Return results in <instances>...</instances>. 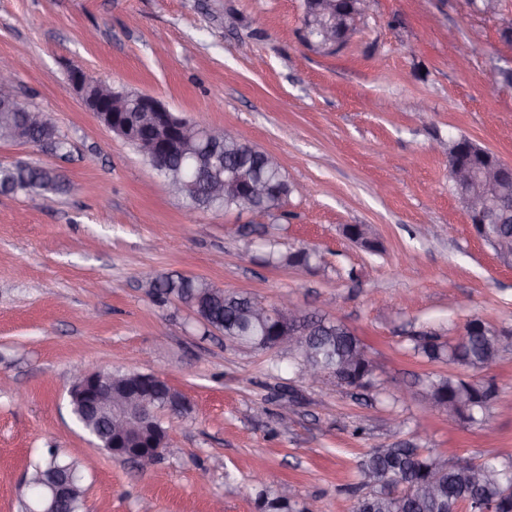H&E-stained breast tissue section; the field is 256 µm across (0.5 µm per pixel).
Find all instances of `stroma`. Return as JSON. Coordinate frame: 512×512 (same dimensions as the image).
<instances>
[{
    "label": "stroma",
    "mask_w": 512,
    "mask_h": 512,
    "mask_svg": "<svg viewBox=\"0 0 512 512\" xmlns=\"http://www.w3.org/2000/svg\"><path fill=\"white\" fill-rule=\"evenodd\" d=\"M365 9L348 44L320 55L299 37L304 0H0V70L69 142L64 156L0 143V163H37L65 184L47 198L0 193V512H20L19 486L52 449L94 459L89 512H258L261 485L281 482L299 512H351L357 465L383 445L416 443L451 463L512 459V346L480 370L412 352L422 335L452 339L475 318L512 330V266L474 233L445 153L464 135L512 162V84L501 77L512 0L493 15L472 0ZM74 69L280 155L304 194L272 216L188 213L84 107ZM350 224L369 225L378 251L350 240ZM272 249L307 250L310 270L268 265ZM159 274L328 310L365 343L374 387L309 381L287 350L202 337L184 304L152 296ZM80 367L155 372L189 400L188 414L164 417L168 443L151 469L77 426ZM432 373L495 381L485 426L398 400ZM284 390L301 398L285 423Z\"/></svg>",
    "instance_id": "obj_1"
}]
</instances>
